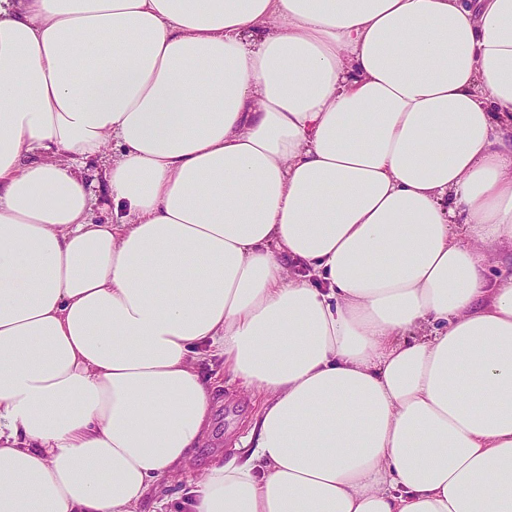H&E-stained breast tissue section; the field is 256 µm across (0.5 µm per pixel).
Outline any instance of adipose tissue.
I'll return each mask as SVG.
<instances>
[{
	"label": "adipose tissue",
	"instance_id": "1",
	"mask_svg": "<svg viewBox=\"0 0 512 512\" xmlns=\"http://www.w3.org/2000/svg\"><path fill=\"white\" fill-rule=\"evenodd\" d=\"M500 255L512 0H0V512H139L208 356L188 512H512ZM116 148L115 142L110 141L103 150V154L86 160L80 166V172L95 197L96 202L91 213L95 223L105 224L112 221V202L108 198L106 171L107 159ZM197 368L203 376L213 379L218 397L208 439L194 454L195 465L201 469L219 454L233 448L247 434L248 421L257 411V406L249 395L238 391L237 384L228 374H224L220 358L200 362Z\"/></svg>",
	"mask_w": 512,
	"mask_h": 512
}]
</instances>
